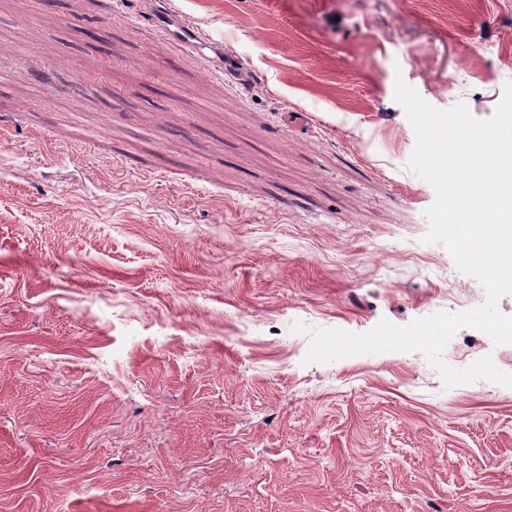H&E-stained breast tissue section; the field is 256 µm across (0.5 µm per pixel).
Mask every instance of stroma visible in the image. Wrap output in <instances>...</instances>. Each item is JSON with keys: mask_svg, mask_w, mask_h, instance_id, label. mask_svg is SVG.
<instances>
[{"mask_svg": "<svg viewBox=\"0 0 512 512\" xmlns=\"http://www.w3.org/2000/svg\"><path fill=\"white\" fill-rule=\"evenodd\" d=\"M399 78L492 117L512 0L0 6V512H512V388L419 352L308 364L290 330L486 299L422 241ZM487 355L512 372L474 328L444 359ZM148 22L168 43L176 44L180 48L197 53L206 59H210V53H213L222 62L221 72L229 74L227 62H224V45L201 37L181 15L171 13L160 7V9H156L149 14Z\"/></svg>", "mask_w": 512, "mask_h": 512, "instance_id": "1", "label": "stroma"}]
</instances>
